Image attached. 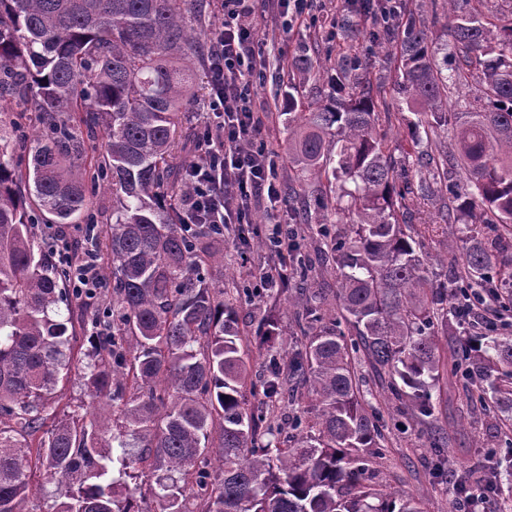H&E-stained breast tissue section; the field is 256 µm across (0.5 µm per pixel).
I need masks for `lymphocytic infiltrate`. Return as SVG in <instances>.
<instances>
[{"mask_svg":"<svg viewBox=\"0 0 512 512\" xmlns=\"http://www.w3.org/2000/svg\"><path fill=\"white\" fill-rule=\"evenodd\" d=\"M217 9L220 25L209 40L208 109L215 121L204 129L191 165L193 189L179 206L190 219L186 231H194L198 217L220 234L244 223L253 203L275 209L281 192L277 158L257 143L261 118L252 110L253 84L277 59L253 22V0H219Z\"/></svg>","mask_w":512,"mask_h":512,"instance_id":"lymphocytic-infiltrate-1","label":"lymphocytic infiltrate"}]
</instances>
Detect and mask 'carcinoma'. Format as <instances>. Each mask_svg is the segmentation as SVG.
<instances>
[{
    "instance_id": "carcinoma-1",
    "label": "carcinoma",
    "mask_w": 512,
    "mask_h": 512,
    "mask_svg": "<svg viewBox=\"0 0 512 512\" xmlns=\"http://www.w3.org/2000/svg\"><path fill=\"white\" fill-rule=\"evenodd\" d=\"M189 0H0V100L36 114V135L22 167L14 131L0 124V512H29V477L68 486L51 512H423L415 495L395 498L370 479L386 437L375 395L360 388L355 355L368 362L387 397L400 405L441 457L448 435L433 398L459 363L471 395L512 418V339L462 336L450 362L435 328L483 302L478 289L497 274L512 290V256L470 240L463 273L433 280L407 215L429 198V169L419 130L396 164L378 137L376 102L350 85L359 56L344 62L324 100L304 104L288 85V158L301 183L327 184L324 216L348 231L316 233L335 254L338 313L325 322L296 297L304 347L264 348L266 374L249 379L251 349L237 323L241 294L210 287L206 259L224 241L202 244L182 231L176 201L187 177L174 173L175 147L195 81L201 33L187 20ZM455 42L480 72L482 94L447 111L448 81L432 42L409 16L375 37L399 46L397 94L407 108L451 124L456 163L470 189L448 188L445 223L463 235L494 224L512 236V26L493 30L445 0ZM305 76L319 66L300 55ZM103 178L112 223L94 225L70 255L52 262L36 244L42 214L54 224L89 223L85 179ZM104 256L99 272L112 288L91 295L70 288L76 269ZM292 273L314 277L305 256ZM90 352L75 351L77 333ZM301 378L312 416L297 418L296 439L279 441L270 407L284 399L282 377ZM77 375L89 401L47 424L59 382ZM154 458L156 508L140 507L142 464ZM491 477L461 475L457 494Z\"/></svg>"
}]
</instances>
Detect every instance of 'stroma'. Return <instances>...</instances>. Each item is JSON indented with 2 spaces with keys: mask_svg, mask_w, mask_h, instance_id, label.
<instances>
[{
  "mask_svg": "<svg viewBox=\"0 0 512 512\" xmlns=\"http://www.w3.org/2000/svg\"><path fill=\"white\" fill-rule=\"evenodd\" d=\"M405 9L418 17L430 38L436 45L453 43L454 37L448 13L442 0H404ZM338 23L352 25L354 37L362 46L361 63L371 77L373 97L377 103L376 130L383 137L396 160H403L408 147L411 123L417 122L415 113L399 109L393 84L399 71V57L395 48L369 53V35L374 30L370 15L349 8L335 11ZM277 49L285 59L307 54L318 61L321 75L301 82L305 103L313 104L321 100L328 91L326 77L334 73L342 54L335 39L330 38L321 23L320 17L307 20L304 26L277 36ZM288 160H280L279 177L286 188L283 202L275 213L276 220L289 221L292 212L299 206H306L311 216L308 224L302 225L298 240L320 274L315 287L323 291L319 302L322 314L336 312L334 297L335 280L329 269L335 264L332 257L326 256L317 237L314 225L321 219L315 206L320 194L318 185H300L288 176ZM447 193H437L434 199L418 205L414 211L412 226L422 230L424 250L433 256H447L446 264L433 265L432 271L438 281L452 279L462 269L460 254L463 243L447 234L439 222V209L447 201ZM224 268L215 269L213 285L224 283L225 267L236 268L240 278H249L252 271L269 263L266 252L245 249L234 235L224 238ZM272 317L278 323L279 336L277 350L292 351L300 346L302 339L294 330V320L288 311L286 299H269L266 292L256 291L253 298L241 300L237 305V318L242 328H250L253 321ZM480 337L489 334L512 335V297L487 299L484 307L478 308L470 323H461L449 318L447 324L439 326L440 347L453 345L462 334ZM439 426L448 434L449 447L445 452L446 463L441 467L431 464L433 459L426 437L408 429L403 414L396 411L381 415L387 443L386 452L375 467V481L381 488L396 493H415L422 499L424 512H451L456 501L455 485L464 471L479 468L498 474V489L486 503L488 512H512V476L500 472L497 458L492 453L500 432L496 422L481 404L470 397L465 382L455 378L448 385V395L444 397L436 412Z\"/></svg>",
  "mask_w": 512,
  "mask_h": 512,
  "instance_id": "obj_1",
  "label": "stroma"
}]
</instances>
